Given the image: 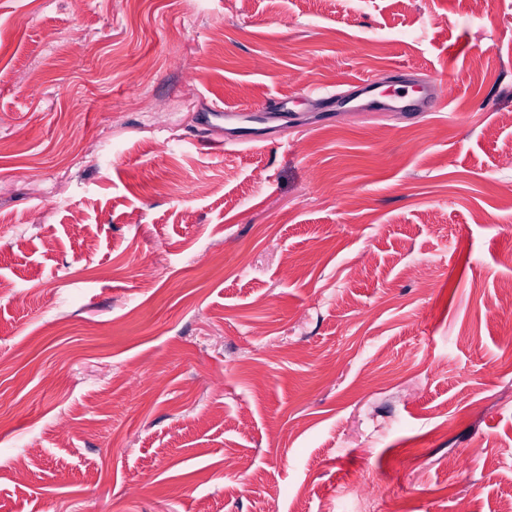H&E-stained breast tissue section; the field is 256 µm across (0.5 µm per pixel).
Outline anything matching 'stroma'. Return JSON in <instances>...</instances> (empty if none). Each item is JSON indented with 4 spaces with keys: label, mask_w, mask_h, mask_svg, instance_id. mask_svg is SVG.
Wrapping results in <instances>:
<instances>
[{
    "label": "stroma",
    "mask_w": 512,
    "mask_h": 512,
    "mask_svg": "<svg viewBox=\"0 0 512 512\" xmlns=\"http://www.w3.org/2000/svg\"><path fill=\"white\" fill-rule=\"evenodd\" d=\"M510 282L512 0H0V512H498ZM286 99L272 98L266 100L254 107L239 108L234 106H224V112H211L208 114L209 118L223 119V118H237L244 112H263L271 121L281 120L286 117Z\"/></svg>",
    "instance_id": "stroma-1"
}]
</instances>
